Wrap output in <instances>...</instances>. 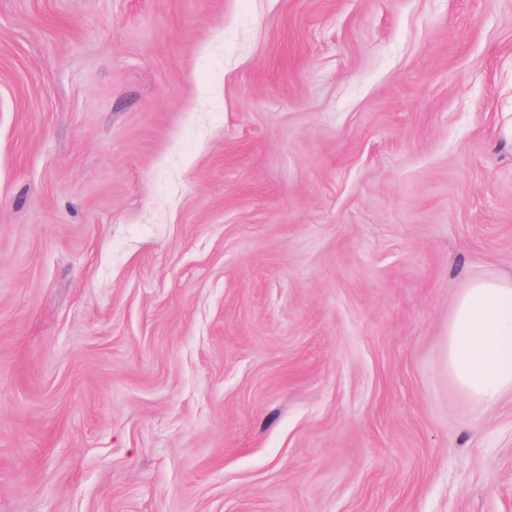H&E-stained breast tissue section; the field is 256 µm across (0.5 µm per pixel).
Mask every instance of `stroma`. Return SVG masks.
<instances>
[{
	"label": "stroma",
	"instance_id": "stroma-1",
	"mask_svg": "<svg viewBox=\"0 0 512 512\" xmlns=\"http://www.w3.org/2000/svg\"><path fill=\"white\" fill-rule=\"evenodd\" d=\"M512 0H0V512H512ZM448 372L481 402L512 390V275L471 280L459 295L448 321Z\"/></svg>",
	"mask_w": 512,
	"mask_h": 512
}]
</instances>
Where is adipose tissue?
<instances>
[{"label": "adipose tissue", "mask_w": 512, "mask_h": 512, "mask_svg": "<svg viewBox=\"0 0 512 512\" xmlns=\"http://www.w3.org/2000/svg\"><path fill=\"white\" fill-rule=\"evenodd\" d=\"M448 371L470 398L512 390V275L471 280L448 321Z\"/></svg>", "instance_id": "adipose-tissue-1"}]
</instances>
